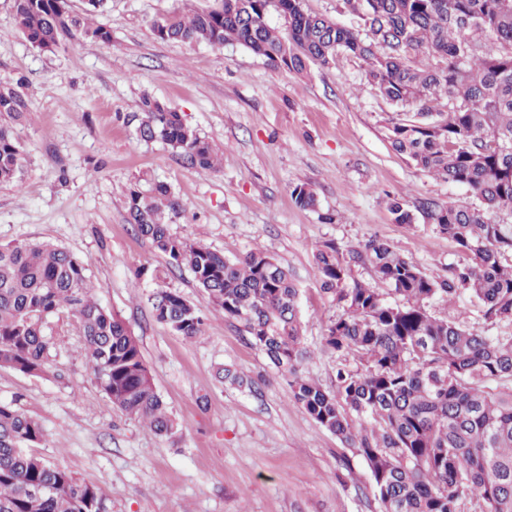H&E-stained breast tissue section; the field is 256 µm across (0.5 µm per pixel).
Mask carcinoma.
Wrapping results in <instances>:
<instances>
[{
  "label": "carcinoma",
  "mask_w": 512,
  "mask_h": 512,
  "mask_svg": "<svg viewBox=\"0 0 512 512\" xmlns=\"http://www.w3.org/2000/svg\"><path fill=\"white\" fill-rule=\"evenodd\" d=\"M108 0H14L19 33L32 47L53 53L67 41L109 44L111 31L93 21ZM359 18L355 30L313 13L304 0H218L214 7L164 14L152 21L163 41L222 46L238 42L273 66L302 74L336 56L359 60L378 93L403 109L385 126L394 152L477 199L469 205L393 197L398 224L421 215L448 236L465 261L441 276L422 271L378 239L343 252L326 244L315 252L321 290L342 307L323 336V348L356 368H338L331 389L299 372V290L288 270L260 252L230 261L178 238L170 223L182 206L171 187L131 189L127 223L172 267L186 266L224 318L282 375L294 397L322 428L367 463L372 492L385 512H512V336H486L430 312L435 298L462 293L491 324L512 323V0H343ZM276 13L280 30L269 24ZM488 37L498 51L484 54ZM425 53L434 65L418 66ZM30 105L0 85V183L21 184L26 152L16 127ZM124 122L145 141H160L190 165L214 170L218 156L182 115L145 96ZM293 203L317 207L314 191L298 185ZM370 266L380 293L348 281L350 262ZM400 297L391 302L386 295ZM155 319L186 340L201 335L202 312L180 292L158 288ZM70 313L103 394L121 413L158 435L175 432L146 367L138 339L117 314L92 297L86 266L50 241L0 246V368L30 376L49 372L55 350L45 335L49 318ZM230 384L252 390L255 381L230 368ZM42 425L12 403L0 402V512H112L98 486L32 453Z\"/></svg>",
  "instance_id": "1"
}]
</instances>
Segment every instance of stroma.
<instances>
[{
	"label": "stroma",
	"mask_w": 512,
	"mask_h": 512,
	"mask_svg": "<svg viewBox=\"0 0 512 512\" xmlns=\"http://www.w3.org/2000/svg\"><path fill=\"white\" fill-rule=\"evenodd\" d=\"M213 3L109 0L111 43L75 41L46 54L18 34L13 0H0V83L20 84L32 109L17 131L25 180L0 184V244L49 240L85 264L94 299L126 321L179 426L159 436L116 410L64 314L45 326L61 346L49 376L0 368V400L40 421L47 440L35 454L106 489L112 512H381L366 462L316 424L188 268H171L134 232L128 192L166 183L182 205L175 236L230 260L260 251L288 268L310 353L300 370L327 388L339 362L323 353V336L341 309L320 289L317 248L347 251L378 238L443 275L461 258L455 243L424 220L395 223L389 199L466 205L475 197L390 149L384 128L394 107L356 59L341 54L297 75L237 43L166 42L151 30L160 15ZM145 94L218 148L220 171L202 172L134 135L122 116ZM302 184L317 209L293 204ZM142 268L147 276L135 279ZM157 288L205 313L201 336L185 340L155 320L148 297ZM430 310L490 336L512 334L510 322L483 324L465 295L433 300ZM225 366L257 378L255 391L225 384Z\"/></svg>",
	"instance_id": "35a3bbf8"
}]
</instances>
